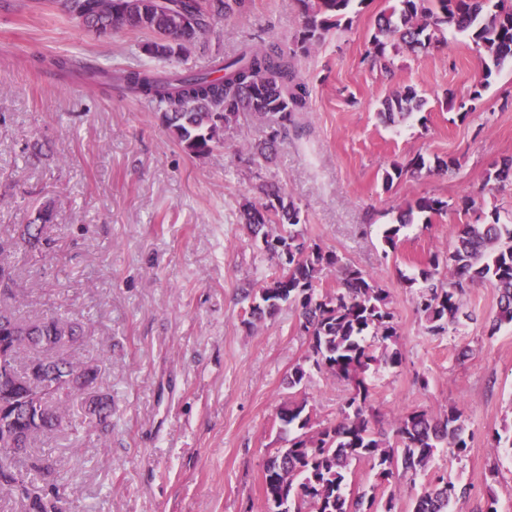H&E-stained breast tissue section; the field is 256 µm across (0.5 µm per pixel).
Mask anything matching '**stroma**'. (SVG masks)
<instances>
[{"label":"stroma","instance_id":"stroma-1","mask_svg":"<svg viewBox=\"0 0 512 512\" xmlns=\"http://www.w3.org/2000/svg\"><path fill=\"white\" fill-rule=\"evenodd\" d=\"M393 3L354 5L351 24L300 59L309 110L301 133L283 138L267 163L245 148L267 133L253 115L224 130L223 146L193 157L152 106L83 69L205 71L242 40H292L298 0H252L249 13L218 20L171 60L144 54L145 33L97 36L66 0H0V243L10 244L42 202L54 207L50 249L11 255L17 291L6 305L25 319L51 309L80 319L85 342L73 356L99 364L96 390L112 399L105 426L67 399L63 428L36 443L56 463L66 512H265V463L288 440L280 405L304 398L317 420L340 418L348 381L315 371L305 385L287 386L308 350L294 305L246 322L244 288H261L276 265L248 236L239 204L266 181L280 182L300 208L309 243L335 250L391 293L404 361L368 373L381 427L414 408L454 405L473 434L466 456L437 449L427 473L396 490L380 484L370 462H353L351 491L395 495L394 512H411L431 475L445 473L471 489L452 512H473L490 494L498 512H512V458L490 445L492 433L512 428V326L489 330L498 293L470 288L466 319L432 336L404 282L462 225L495 209L512 213V182L487 179L512 159V65L485 78L475 44L449 34L423 52L387 48L392 71L381 72L366 52ZM58 57L70 72L51 69ZM399 86L425 98L424 122L381 123V102ZM477 88L481 98L460 114L458 101ZM35 141L46 150L38 160L24 151ZM417 154L458 165L385 188V170ZM424 195L446 200L447 212L416 217L387 249L385 225Z\"/></svg>","mask_w":512,"mask_h":512}]
</instances>
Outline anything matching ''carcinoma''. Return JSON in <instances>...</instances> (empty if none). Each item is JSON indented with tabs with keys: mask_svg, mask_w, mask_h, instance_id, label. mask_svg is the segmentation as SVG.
Wrapping results in <instances>:
<instances>
[{
	"mask_svg": "<svg viewBox=\"0 0 512 512\" xmlns=\"http://www.w3.org/2000/svg\"><path fill=\"white\" fill-rule=\"evenodd\" d=\"M72 11L99 34L114 29L144 31L153 39L142 46L151 57L171 58L186 53L215 20L247 12L250 0H172L164 9L158 0H70ZM301 26L292 46L278 42L245 44L215 65L211 72H158L129 68L98 74L130 94L156 104L160 119L183 150L194 156L210 153L220 143L223 129L249 112L266 125L267 137L249 144L251 158L270 159L278 139L298 126L297 117L308 111L310 90L298 76L300 55L326 35L346 26L354 0H298ZM453 29L469 35L484 49L485 77L512 62V0H395L377 20L369 44L372 64L390 71L387 46L427 49ZM425 101L410 87L394 91L382 101L384 124L398 126L422 110ZM457 166L454 158L427 164L422 155L406 165L394 163L383 184L391 188L404 175L427 170L446 173ZM261 197L240 206V218L250 235L261 236L266 252L279 271L259 289L247 312L246 323L272 317L280 305L298 309L299 327L308 337L309 352L288 376L294 389L310 371L330 373L348 381L351 391L340 419L317 427L305 399H288L278 412L292 438L288 447L271 456L264 469L265 512H371L374 499L348 490L352 461L368 459L382 484L397 486L405 477L415 480L427 471L437 449L447 446L462 456L469 448L463 413L451 406L430 414L412 410L401 414L392 432L376 427L367 375L371 366L399 367L403 353L390 292L378 279L343 260L336 252L310 244L301 229L300 209L286 198L277 183L260 186ZM448 202L420 197L407 214H441ZM51 204L38 211L36 221L18 226V238L29 249L49 245ZM410 221L383 231L385 243L396 249ZM327 268L340 274L339 287L320 289L319 275ZM416 287L415 308L431 336L454 330L462 311V297L478 284L498 290L492 329L512 325V224L491 212L483 224H465L445 255L433 254L417 274L405 278ZM15 268L0 260V301L14 297ZM83 336L82 326L50 310L35 320H22L0 306V351L8 354L13 370L10 386L0 383V402L11 407L15 430L26 443H0V490L16 495L25 512H64L56 493L53 462L31 451L35 441L57 431L66 419L64 399L93 395L70 378L77 366L68 355ZM382 347L376 357L367 337ZM470 495V488L437 475L413 503L412 512H450L453 503Z\"/></svg>",
	"mask_w": 512,
	"mask_h": 512,
	"instance_id": "cac0c4a2",
	"label": "carcinoma"
}]
</instances>
